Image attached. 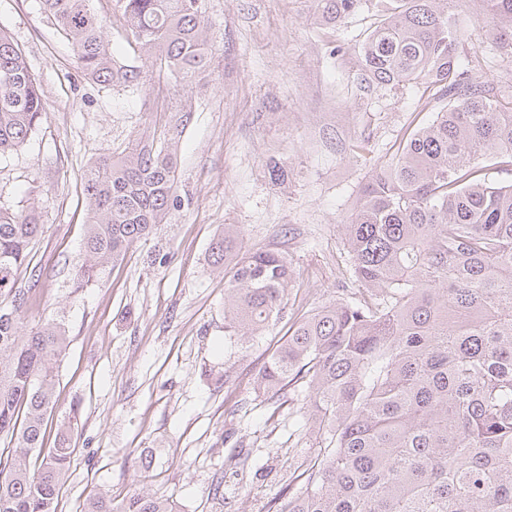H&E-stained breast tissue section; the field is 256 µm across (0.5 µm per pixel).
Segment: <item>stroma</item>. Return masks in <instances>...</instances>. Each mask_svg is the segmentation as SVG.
<instances>
[{
  "mask_svg": "<svg viewBox=\"0 0 512 512\" xmlns=\"http://www.w3.org/2000/svg\"><path fill=\"white\" fill-rule=\"evenodd\" d=\"M202 10L214 38L207 70L185 87L158 74L133 91L83 80L38 0H0V30L38 76L47 113L27 146L0 158V205L37 198L44 226L30 254L43 276L22 335L54 318L70 337L44 440L52 447L57 426L76 416L60 512H81L97 493L117 507L148 488L173 496L179 512H268L319 437L302 427L303 399L255 394L252 379L287 324L246 348L230 342L211 242L233 224L246 248L282 253L297 274L293 316L335 300L349 277L341 224L375 171L442 107L424 85L384 86L364 71L361 45L379 20L371 0L336 23L319 19L317 0H202ZM455 14L473 73L512 88V52L496 44L479 0H459ZM165 103L192 107L178 143L180 203L105 278L73 291L84 172L167 123ZM272 159L284 182L271 181Z\"/></svg>",
  "mask_w": 512,
  "mask_h": 512,
  "instance_id": "obj_1",
  "label": "stroma"
}]
</instances>
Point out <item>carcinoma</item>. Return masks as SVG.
<instances>
[{
  "instance_id": "carcinoma-1",
  "label": "carcinoma",
  "mask_w": 512,
  "mask_h": 512,
  "mask_svg": "<svg viewBox=\"0 0 512 512\" xmlns=\"http://www.w3.org/2000/svg\"><path fill=\"white\" fill-rule=\"evenodd\" d=\"M93 83L143 89L150 73L188 85L210 61L200 0H119L135 62L115 56L95 0H39ZM362 0H319L338 19ZM454 0H380L361 61L378 84L422 81L447 103L375 172L342 225L350 293L288 328L254 390L304 396L322 445L274 512H512V183L489 184L483 162L512 167V99L461 62L467 35ZM496 43L512 51V0H480ZM46 118L40 80L0 31V157ZM191 111L88 168L89 218L74 287L164 223L177 200V140ZM38 205L0 206V512H58L75 448L73 419L43 448L65 351L62 323L20 334L42 273L28 267L42 232ZM224 272V332L241 342L284 318L292 280L274 250H245L233 224L211 243ZM27 286L19 285L22 271ZM43 452L32 470L29 455ZM82 512H177L142 492L116 509L99 493Z\"/></svg>"
}]
</instances>
